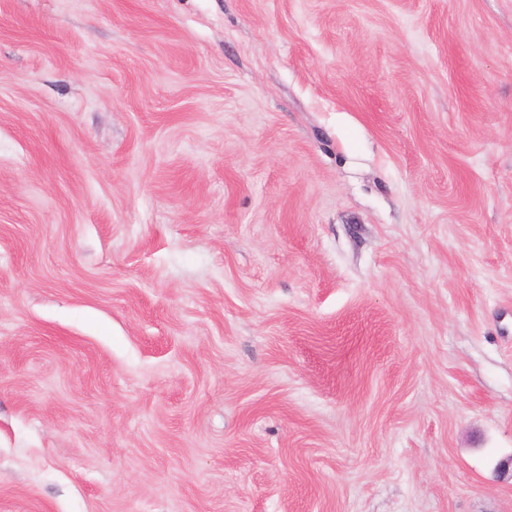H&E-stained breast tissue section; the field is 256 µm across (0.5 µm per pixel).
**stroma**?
Returning <instances> with one entry per match:
<instances>
[{
  "label": "stroma",
  "mask_w": 512,
  "mask_h": 512,
  "mask_svg": "<svg viewBox=\"0 0 512 512\" xmlns=\"http://www.w3.org/2000/svg\"><path fill=\"white\" fill-rule=\"evenodd\" d=\"M0 512H512V0H0Z\"/></svg>",
  "instance_id": "stroma-1"
}]
</instances>
